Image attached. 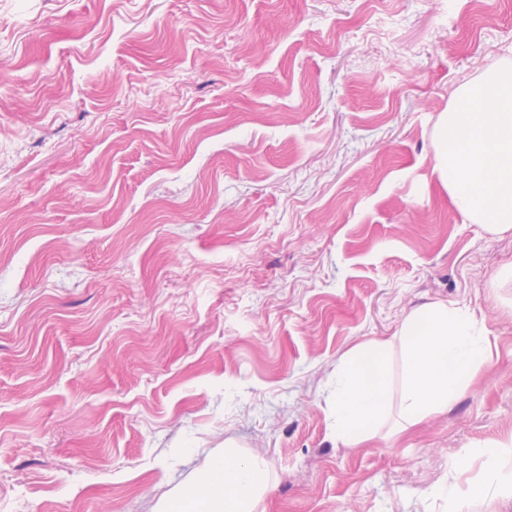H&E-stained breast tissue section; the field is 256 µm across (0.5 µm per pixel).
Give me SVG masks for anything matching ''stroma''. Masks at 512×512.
Instances as JSON below:
<instances>
[{"instance_id":"1","label":"stroma","mask_w":512,"mask_h":512,"mask_svg":"<svg viewBox=\"0 0 512 512\" xmlns=\"http://www.w3.org/2000/svg\"><path fill=\"white\" fill-rule=\"evenodd\" d=\"M508 66L512 0H0V512H155L228 440L265 512H512L456 466L512 440V236L433 173ZM437 302L491 362L335 442L341 357Z\"/></svg>"}]
</instances>
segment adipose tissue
I'll list each match as a JSON object with an SVG mask.
<instances>
[{
    "label": "adipose tissue",
    "mask_w": 512,
    "mask_h": 512,
    "mask_svg": "<svg viewBox=\"0 0 512 512\" xmlns=\"http://www.w3.org/2000/svg\"><path fill=\"white\" fill-rule=\"evenodd\" d=\"M438 141L434 171L455 209L495 233H512V68L487 70L460 90L439 120ZM271 486L262 463L229 443L178 500L191 512H257ZM175 501L156 512H174Z\"/></svg>",
    "instance_id": "obj_1"
}]
</instances>
